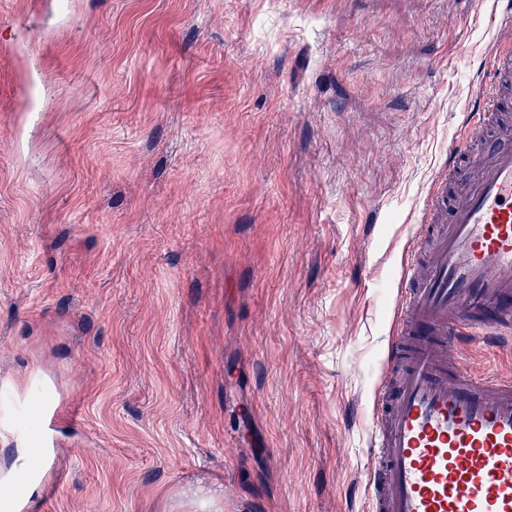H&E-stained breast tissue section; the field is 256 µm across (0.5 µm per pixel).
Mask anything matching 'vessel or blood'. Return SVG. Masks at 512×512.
Wrapping results in <instances>:
<instances>
[{"label":"vessel or blood","mask_w":512,"mask_h":512,"mask_svg":"<svg viewBox=\"0 0 512 512\" xmlns=\"http://www.w3.org/2000/svg\"><path fill=\"white\" fill-rule=\"evenodd\" d=\"M481 88L456 127L407 249L375 391L368 512H512V373L474 371L479 339L512 346V7L498 11ZM46 409L0 378V431L27 442Z\"/></svg>","instance_id":"obj_1"}]
</instances>
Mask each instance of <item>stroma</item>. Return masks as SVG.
Wrapping results in <instances>:
<instances>
[{
    "mask_svg": "<svg viewBox=\"0 0 512 512\" xmlns=\"http://www.w3.org/2000/svg\"><path fill=\"white\" fill-rule=\"evenodd\" d=\"M496 0H0L27 512H364L401 263Z\"/></svg>",
    "mask_w": 512,
    "mask_h": 512,
    "instance_id": "stroma-1",
    "label": "stroma"
}]
</instances>
